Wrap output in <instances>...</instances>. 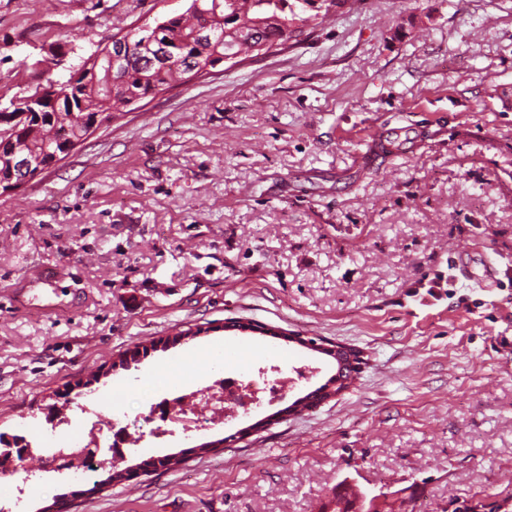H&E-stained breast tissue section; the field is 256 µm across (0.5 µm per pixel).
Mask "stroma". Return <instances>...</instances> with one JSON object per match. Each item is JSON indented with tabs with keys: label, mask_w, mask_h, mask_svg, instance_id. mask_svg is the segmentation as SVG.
Masks as SVG:
<instances>
[{
	"label": "stroma",
	"mask_w": 512,
	"mask_h": 512,
	"mask_svg": "<svg viewBox=\"0 0 512 512\" xmlns=\"http://www.w3.org/2000/svg\"><path fill=\"white\" fill-rule=\"evenodd\" d=\"M189 4L0 0V102L62 39L55 79ZM381 124L405 143L365 156ZM509 270L512 0H363L170 87L0 195V432L50 436L83 404L142 424L216 362L315 373L224 425L125 445L120 482L105 449L85 476L11 459L30 482L0 480V512H334L343 487L387 512L512 499ZM300 336L363 364L292 414L336 372ZM297 342L302 344L309 343L310 346L317 348L319 350L326 351L329 356H332L336 359V365L340 367V377L345 375V370L347 367L352 370L351 375H349V379L344 382H338V377H336V389L331 390L328 388H324L321 391H315L309 398H312L310 404L313 406L319 404L323 400L327 399L332 395H337L341 393L343 390L348 388L350 384L355 379L357 370L359 369V365L362 363V356L357 350L352 349L351 347L344 345L332 346L331 348H324L321 345H317L316 342H308V340L301 339L297 337Z\"/></svg>",
	"instance_id": "obj_1"
}]
</instances>
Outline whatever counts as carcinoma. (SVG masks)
<instances>
[{"label":"carcinoma","mask_w":512,"mask_h":512,"mask_svg":"<svg viewBox=\"0 0 512 512\" xmlns=\"http://www.w3.org/2000/svg\"><path fill=\"white\" fill-rule=\"evenodd\" d=\"M202 17H209L212 36L195 31L186 13L168 16L153 25L126 33L131 49L120 64L119 80L99 48L58 80L64 99L46 95L38 110L25 120L14 118V109L0 106V132L16 152L45 161L71 139L84 137L89 127L107 122L132 100L153 97L185 79L191 67L216 68L224 55L249 53L254 43L278 44L290 38L291 27L317 26L329 16V6L339 8L360 0H193Z\"/></svg>","instance_id":"cac0c4a2"}]
</instances>
